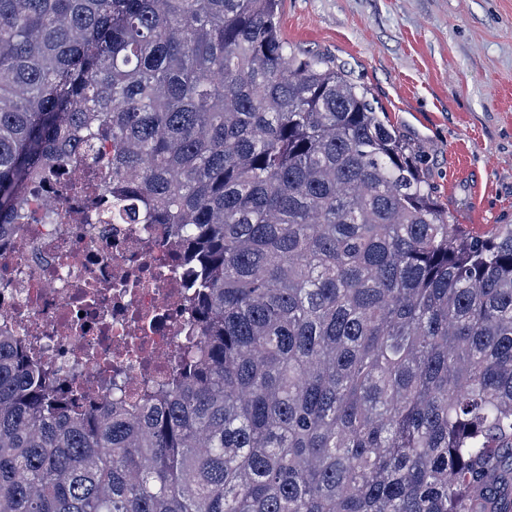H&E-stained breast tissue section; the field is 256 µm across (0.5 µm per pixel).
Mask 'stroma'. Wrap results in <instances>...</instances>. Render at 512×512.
<instances>
[{"label": "stroma", "mask_w": 512, "mask_h": 512, "mask_svg": "<svg viewBox=\"0 0 512 512\" xmlns=\"http://www.w3.org/2000/svg\"><path fill=\"white\" fill-rule=\"evenodd\" d=\"M280 27L370 90L459 223L512 224V0H283Z\"/></svg>", "instance_id": "1"}]
</instances>
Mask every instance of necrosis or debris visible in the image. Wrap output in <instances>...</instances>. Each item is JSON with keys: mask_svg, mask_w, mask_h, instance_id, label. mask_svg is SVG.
<instances>
[{"mask_svg": "<svg viewBox=\"0 0 512 512\" xmlns=\"http://www.w3.org/2000/svg\"><path fill=\"white\" fill-rule=\"evenodd\" d=\"M55 223L0 238V335L90 397L112 376L165 375L188 320L166 224H105L82 187L52 197Z\"/></svg>", "mask_w": 512, "mask_h": 512, "instance_id": "1", "label": "necrosis or debris"}]
</instances>
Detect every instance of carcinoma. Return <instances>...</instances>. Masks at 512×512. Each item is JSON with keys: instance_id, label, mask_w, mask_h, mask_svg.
<instances>
[{"instance_id": "1", "label": "carcinoma", "mask_w": 512, "mask_h": 512, "mask_svg": "<svg viewBox=\"0 0 512 512\" xmlns=\"http://www.w3.org/2000/svg\"><path fill=\"white\" fill-rule=\"evenodd\" d=\"M281 3L0 0V237L78 170L192 316L133 410L0 343V512H512V224L451 223Z\"/></svg>"}]
</instances>
